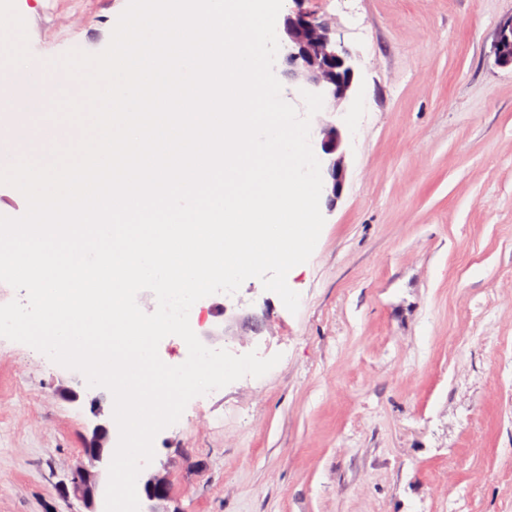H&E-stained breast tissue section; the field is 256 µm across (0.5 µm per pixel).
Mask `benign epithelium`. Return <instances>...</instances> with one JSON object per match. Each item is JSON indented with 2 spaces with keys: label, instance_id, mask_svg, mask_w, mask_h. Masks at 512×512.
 Masks as SVG:
<instances>
[{
  "label": "benign epithelium",
  "instance_id": "7a95c632",
  "mask_svg": "<svg viewBox=\"0 0 512 512\" xmlns=\"http://www.w3.org/2000/svg\"><path fill=\"white\" fill-rule=\"evenodd\" d=\"M296 7L284 18L280 30L281 42L286 53L282 58V75L294 90H307L323 95L325 113H335L338 106L354 93V70L348 62V54L337 48L333 22L302 9L304 0H293ZM497 62L502 67H512V20L503 24L496 44ZM321 148L322 195L331 208L340 198L346 177L344 132L330 120L317 118ZM232 325L222 321L199 328V335L211 343L230 335ZM81 373L69 371L72 385L64 393L72 402L87 400L91 422L83 435L84 453L92 461L105 464L112 459V448L116 435L112 431V415L106 391L103 389L89 395L80 394ZM100 473L80 469L72 473L71 484L81 494L87 512H98L95 497L99 489ZM142 491L150 502L146 512H168V485L158 473L142 476Z\"/></svg>",
  "mask_w": 512,
  "mask_h": 512
}]
</instances>
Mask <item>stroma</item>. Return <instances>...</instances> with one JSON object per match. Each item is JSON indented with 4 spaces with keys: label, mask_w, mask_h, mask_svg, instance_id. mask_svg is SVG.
Masks as SVG:
<instances>
[{
    "label": "stroma",
    "mask_w": 512,
    "mask_h": 512,
    "mask_svg": "<svg viewBox=\"0 0 512 512\" xmlns=\"http://www.w3.org/2000/svg\"><path fill=\"white\" fill-rule=\"evenodd\" d=\"M305 6L355 72L343 193L287 276L297 312L256 279L197 301L244 317L222 347L282 359L191 399L147 469L170 512H512V0ZM125 7L56 0L34 49L100 52ZM61 372L0 337V512H84ZM495 54L500 66L512 67V19L505 22L500 29L495 44Z\"/></svg>",
    "instance_id": "1"
}]
</instances>
